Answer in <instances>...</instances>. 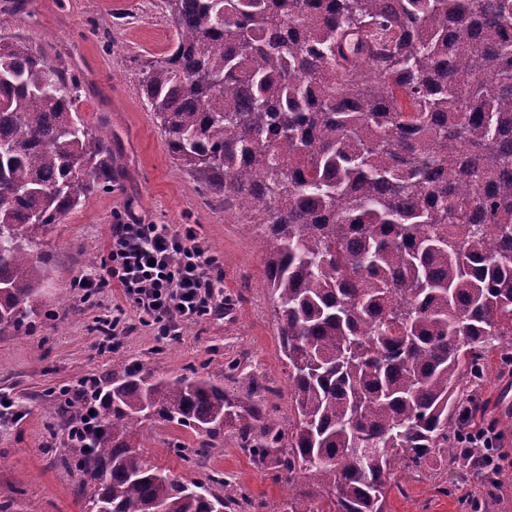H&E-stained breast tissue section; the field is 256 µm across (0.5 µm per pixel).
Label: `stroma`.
<instances>
[{
  "label": "stroma",
  "mask_w": 512,
  "mask_h": 512,
  "mask_svg": "<svg viewBox=\"0 0 512 512\" xmlns=\"http://www.w3.org/2000/svg\"><path fill=\"white\" fill-rule=\"evenodd\" d=\"M13 2L0 0V36L26 42L79 76L77 109L92 126L106 116L123 168L110 192L71 211L35 250L50 267L48 300L64 293L67 306L55 308L30 335L0 336V393L23 414L19 422L0 424V500H12L13 512H80L73 493L77 475L57 464L61 442L47 432L57 417L54 391L85 376L109 375L116 357L164 377L190 367L220 372L230 395L241 393L244 377L256 375L265 388L255 403L284 427L288 370L265 286L264 252L225 214L222 202L180 170L142 98L143 65L165 53L173 34L162 0H24L19 11ZM130 210L145 223L188 226L205 239L224 275V312L187 323L177 339L159 340L130 309L126 332L103 351L98 321L123 305L121 291L105 289L90 305L72 293L71 282L100 266L117 216ZM481 397L485 423L512 462V366L492 363ZM141 434L147 455L179 479L223 472L230 512H258L261 502L269 512H282L290 492L284 475L251 463L232 434L194 466L167 451L171 441L194 442L190 430L155 422ZM451 480L445 470L396 471L385 512H466L457 502L461 495L475 497L479 512H512V485L488 491L460 481L457 495L442 494Z\"/></svg>",
  "instance_id": "35a3bbf8"
}]
</instances>
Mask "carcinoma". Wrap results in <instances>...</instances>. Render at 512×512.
<instances>
[{
	"mask_svg": "<svg viewBox=\"0 0 512 512\" xmlns=\"http://www.w3.org/2000/svg\"><path fill=\"white\" fill-rule=\"evenodd\" d=\"M174 34L141 94L179 166L257 228L288 368V432L192 369L124 361L59 390L50 436L82 512H217L224 474L180 480L134 425L192 430L184 462L234 430L257 466L330 499L283 512H384L391 476L512 475L461 447L491 357L512 363V0H163ZM81 82L0 39V335L50 315L42 237L117 181ZM93 409L80 427L69 410Z\"/></svg>",
	"mask_w": 512,
	"mask_h": 512,
	"instance_id": "carcinoma-1",
	"label": "carcinoma"
}]
</instances>
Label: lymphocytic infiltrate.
<instances>
[{"label": "lymphocytic infiltrate", "instance_id": "1", "mask_svg": "<svg viewBox=\"0 0 512 512\" xmlns=\"http://www.w3.org/2000/svg\"><path fill=\"white\" fill-rule=\"evenodd\" d=\"M212 267L208 247L192 229L147 224L131 212L114 224L101 266L77 275L72 285L86 303L104 289H122L140 323L171 340L185 323L223 310V278Z\"/></svg>", "mask_w": 512, "mask_h": 512}]
</instances>
